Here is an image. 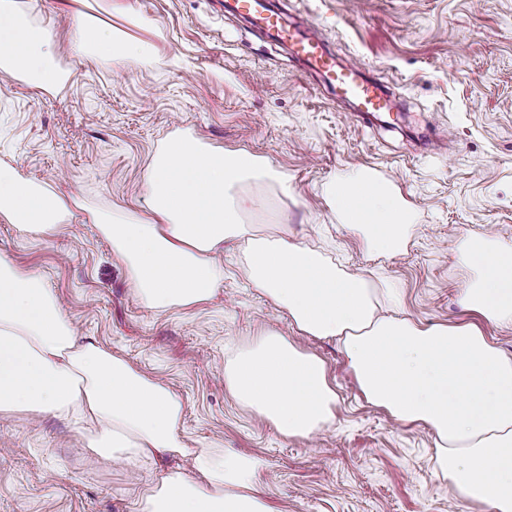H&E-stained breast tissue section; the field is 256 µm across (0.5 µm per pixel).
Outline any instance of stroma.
<instances>
[{
    "mask_svg": "<svg viewBox=\"0 0 512 512\" xmlns=\"http://www.w3.org/2000/svg\"><path fill=\"white\" fill-rule=\"evenodd\" d=\"M30 24L54 32L53 62L68 72L40 90L0 91V165L61 194L73 216L53 235L25 239L0 222V252L56 292L79 337H90L184 402L191 446L213 441L262 464L257 492L286 512H480L452 497L433 470L434 437L361 398L338 342L304 339L327 363L339 395L331 427L285 439L224 385L230 354L260 325L291 328L245 275V245L224 247V283L207 305L158 313L132 292L91 211L143 212L153 153L173 133L266 159L289 196L257 182L261 229L325 248L351 270L401 289L406 316L469 320L458 303L457 238L493 232L512 243V0H275L289 24L321 31L340 60L359 61L400 104L363 122L286 45L224 0H18ZM95 16L155 61L115 66L70 48L77 15ZM366 168L417 205L405 251L366 253L324 198L336 175ZM71 424L0 415V512H137L151 476L189 460L140 469L99 460Z\"/></svg>",
    "mask_w": 512,
    "mask_h": 512,
    "instance_id": "stroma-1",
    "label": "stroma"
}]
</instances>
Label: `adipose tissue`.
<instances>
[{
    "label": "adipose tissue",
    "instance_id": "adipose-tissue-1",
    "mask_svg": "<svg viewBox=\"0 0 512 512\" xmlns=\"http://www.w3.org/2000/svg\"><path fill=\"white\" fill-rule=\"evenodd\" d=\"M56 42L0 0V72L48 89L64 80L51 61ZM90 54L153 61L149 44L100 29ZM251 181L287 189L284 174L243 150L171 135L155 154L146 211L98 212L91 219L125 267L139 302L157 312L209 303L224 280V245L247 248L252 286L287 314L293 336L264 328L224 366L236 400L284 438L330 426L338 395L326 363L297 336L341 343L360 392L372 406L434 435V470L461 499L485 512H512V357L483 323L512 325V244L462 236L455 258L465 274L460 303L474 320L425 324L398 311L395 289L348 272L318 250L261 233L234 193ZM342 225L365 251L400 255L415 206L391 183L359 168L328 183ZM69 214L64 199L0 166V220L19 236L55 233ZM184 403L159 380L96 342L80 339L42 278L0 255V414L51 415L84 431L100 458L139 467L167 455L190 457L203 480L158 474L138 512H277L252 491L256 467L222 446L191 448L180 434Z\"/></svg>",
    "mask_w": 512,
    "mask_h": 512
}]
</instances>
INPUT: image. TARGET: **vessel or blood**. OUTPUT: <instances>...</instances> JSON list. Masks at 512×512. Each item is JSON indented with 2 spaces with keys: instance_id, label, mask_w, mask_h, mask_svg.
Returning a JSON list of instances; mask_svg holds the SVG:
<instances>
[{
  "instance_id": "b4317fda",
  "label": "vessel or blood",
  "mask_w": 512,
  "mask_h": 512,
  "mask_svg": "<svg viewBox=\"0 0 512 512\" xmlns=\"http://www.w3.org/2000/svg\"><path fill=\"white\" fill-rule=\"evenodd\" d=\"M234 5L240 14L253 17L259 29L272 32L279 40L288 42L294 55L310 70L325 74L340 95L354 99L360 116L387 109L388 103L379 85L360 79L355 65L337 67L318 32H300L284 27L270 0H234Z\"/></svg>"
}]
</instances>
